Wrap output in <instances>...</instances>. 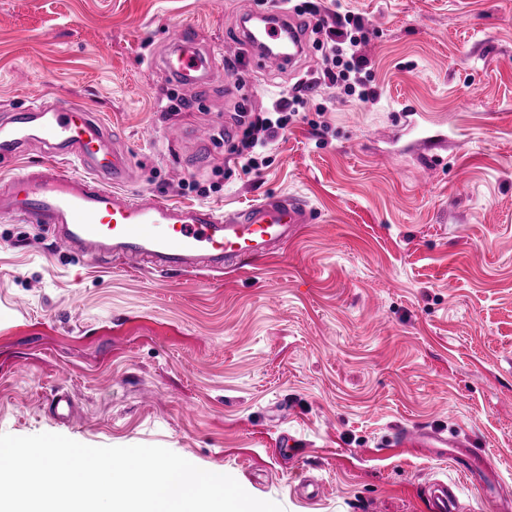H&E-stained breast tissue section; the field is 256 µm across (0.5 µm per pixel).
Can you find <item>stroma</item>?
I'll return each instance as SVG.
<instances>
[{
	"label": "stroma",
	"instance_id": "35a3bbf8",
	"mask_svg": "<svg viewBox=\"0 0 512 512\" xmlns=\"http://www.w3.org/2000/svg\"><path fill=\"white\" fill-rule=\"evenodd\" d=\"M271 4L0 0V125L39 85L130 152L129 193L225 211L280 192L319 216L259 268L168 276L0 213V294L23 310L0 308V433L162 446L284 512H430L458 478L447 449L387 444L436 429L486 457L459 503L489 512L512 497V0H327L370 30L368 102L321 80L322 33L230 91L242 20ZM185 24L216 60L204 90L160 68ZM307 76L313 107L243 174L239 114Z\"/></svg>",
	"mask_w": 512,
	"mask_h": 512
}]
</instances>
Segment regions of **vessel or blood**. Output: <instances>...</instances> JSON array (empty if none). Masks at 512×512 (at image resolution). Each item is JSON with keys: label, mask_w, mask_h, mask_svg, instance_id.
Listing matches in <instances>:
<instances>
[{"label": "vessel or blood", "mask_w": 512, "mask_h": 512, "mask_svg": "<svg viewBox=\"0 0 512 512\" xmlns=\"http://www.w3.org/2000/svg\"><path fill=\"white\" fill-rule=\"evenodd\" d=\"M252 19L246 41L257 50L264 69H281L305 51L302 23L293 15L275 8ZM171 43L172 52L162 60L163 74L202 85L211 65L194 49L195 29L180 26ZM33 123L48 148L47 158L10 178L0 192V212L47 228L60 244L89 260L144 259L153 270L172 274L220 273L229 264L253 269L294 238L301 225L316 220L304 200L290 195H270L223 212L207 205L183 206L152 193L128 194L122 185L129 178L131 156L106 149L107 127L83 106L45 105L39 93L13 115L11 129L0 130V156L22 154ZM62 155L77 159L82 172L63 168L58 162ZM448 442L440 431L402 429L389 447L440 448ZM459 489L455 482H435L428 496L432 512H454Z\"/></svg>", "instance_id": "vessel-or-blood-1"}]
</instances>
